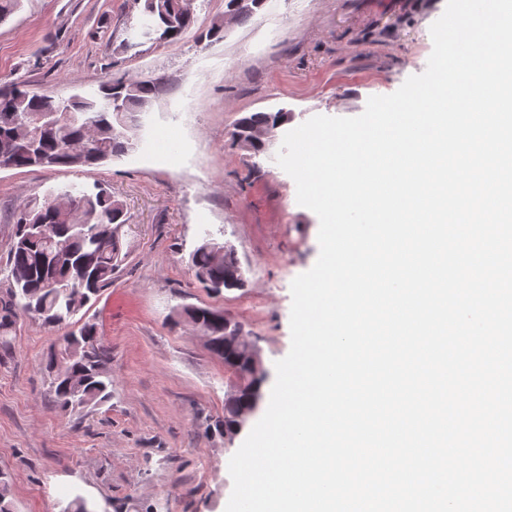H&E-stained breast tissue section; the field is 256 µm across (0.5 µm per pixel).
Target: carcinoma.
<instances>
[{
    "instance_id": "cac0c4a2",
    "label": "carcinoma",
    "mask_w": 512,
    "mask_h": 512,
    "mask_svg": "<svg viewBox=\"0 0 512 512\" xmlns=\"http://www.w3.org/2000/svg\"><path fill=\"white\" fill-rule=\"evenodd\" d=\"M140 19H151L163 43L178 42L195 23L188 0H140ZM161 90L150 79L108 80L98 91L69 99V116L46 128L39 138L44 162L35 161L24 141L29 126L42 112L58 108L57 100L24 86L0 90V164L10 169H86L132 151L138 115ZM123 98L124 112L112 111V99ZM288 121V113L253 112L234 124L231 136L259 153L264 135ZM128 218L121 201L103 184L67 185L43 196L25 199L18 207L12 240L0 279L7 283L0 297V336L6 337L17 319L29 316L63 331L45 360L50 390L63 412H82L112 399L108 371L110 348L96 323L83 309L112 286L127 259L119 234ZM195 276L215 294L242 288L245 278L234 249L215 253L206 241L191 258ZM181 314L209 336L210 351L238 378L224 399V433L239 434L258 412L268 373L254 371L252 358L228 329L224 311L186 306ZM0 512H13L11 477L0 472Z\"/></svg>"
}]
</instances>
